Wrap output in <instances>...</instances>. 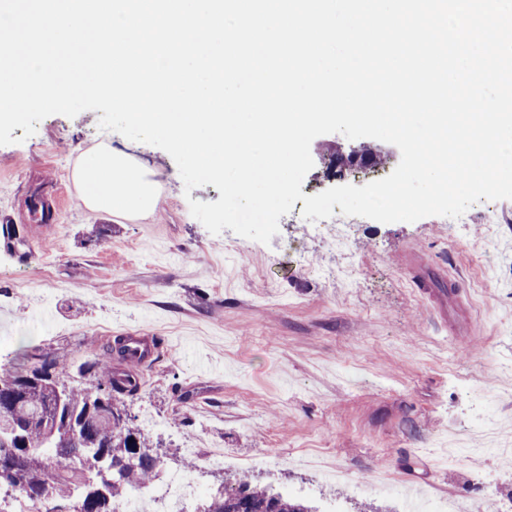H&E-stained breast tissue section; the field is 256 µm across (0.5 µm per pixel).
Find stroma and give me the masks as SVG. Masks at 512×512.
<instances>
[{
  "label": "stroma",
  "mask_w": 512,
  "mask_h": 512,
  "mask_svg": "<svg viewBox=\"0 0 512 512\" xmlns=\"http://www.w3.org/2000/svg\"><path fill=\"white\" fill-rule=\"evenodd\" d=\"M99 112L41 120L34 135L0 146V365L21 344L39 346L68 373L115 337L153 336L138 365L139 393L126 401L133 426L144 409L164 427L165 466L188 469L202 491L224 472L194 465L178 434L221 437L253 456L248 479L309 501L317 512H401L382 492L397 477L436 497L512 505V453L481 442L447 464L441 438L471 429L469 383L489 393L500 428L512 433V200H480L461 217L383 224L334 213L351 237L321 235L302 200L262 244L223 229L211 234L190 200L214 202L211 185L185 192L164 150L98 127ZM388 150L386 142L316 137L301 191L337 186L324 160L332 145ZM109 147L151 170L159 203L144 216L87 207L74 173L83 156ZM51 221L31 219L32 200ZM304 251L307 265L296 264ZM444 265L469 302L459 341L414 293L413 255Z\"/></svg>",
  "instance_id": "1"
}]
</instances>
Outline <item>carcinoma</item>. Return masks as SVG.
I'll list each match as a JSON object with an SVG mask.
<instances>
[{"label":"carcinoma","mask_w":512,"mask_h":512,"mask_svg":"<svg viewBox=\"0 0 512 512\" xmlns=\"http://www.w3.org/2000/svg\"><path fill=\"white\" fill-rule=\"evenodd\" d=\"M132 361L118 338L90 363L93 388L74 386L36 347L0 367V512H116L132 490L154 485L163 462L131 424L125 399L141 388L138 373L112 368ZM193 512H312L303 501L233 478L202 498Z\"/></svg>","instance_id":"1"}]
</instances>
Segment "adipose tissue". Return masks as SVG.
<instances>
[{"instance_id": "adipose-tissue-1", "label": "adipose tissue", "mask_w": 512, "mask_h": 512, "mask_svg": "<svg viewBox=\"0 0 512 512\" xmlns=\"http://www.w3.org/2000/svg\"><path fill=\"white\" fill-rule=\"evenodd\" d=\"M75 177L86 205L96 211L145 215L158 203L151 172L127 155L109 149L85 155Z\"/></svg>"}]
</instances>
